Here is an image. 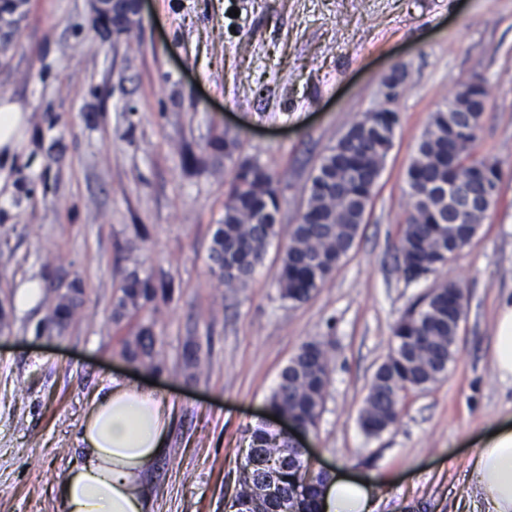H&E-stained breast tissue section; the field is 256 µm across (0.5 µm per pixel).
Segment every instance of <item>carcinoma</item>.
Returning a JSON list of instances; mask_svg holds the SVG:
<instances>
[{"instance_id":"obj_1","label":"carcinoma","mask_w":512,"mask_h":512,"mask_svg":"<svg viewBox=\"0 0 512 512\" xmlns=\"http://www.w3.org/2000/svg\"><path fill=\"white\" fill-rule=\"evenodd\" d=\"M484 103V92L476 87L471 111L434 113L407 167L411 211L400 231L396 260L409 280L446 265L473 239L485 219L469 207V198L480 193L482 186L471 182L469 168L461 162L467 157L484 167L491 185L500 179L497 161L472 153ZM397 124L395 112H364L321 158L306 189L305 211L300 222L292 225L279 258L275 278L282 299L308 300L354 247ZM275 183V173L265 167L246 160L236 164L210 252L211 270L227 288L247 286L279 235L280 199ZM81 294L74 283L57 295L48 322L64 328L79 307ZM164 294L166 284L132 271L113 302V318L138 314ZM463 316L464 294L453 281L438 284L412 305L396 325L394 348L370 383L360 415L366 435L374 436L396 422L403 395L426 389L447 372ZM155 326L154 319H147L137 335L124 342L121 353L126 360L149 370L160 369ZM330 375L325 343L304 342L268 398L270 409L291 417L301 428H316ZM263 468L278 471V493L296 499V512H318L323 475L315 472L307 486L297 487L311 465L287 438L265 429L251 435L233 497L236 512H273L258 482Z\"/></svg>"}]
</instances>
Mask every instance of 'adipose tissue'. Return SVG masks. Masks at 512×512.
Listing matches in <instances>:
<instances>
[{
  "label": "adipose tissue",
  "mask_w": 512,
  "mask_h": 512,
  "mask_svg": "<svg viewBox=\"0 0 512 512\" xmlns=\"http://www.w3.org/2000/svg\"><path fill=\"white\" fill-rule=\"evenodd\" d=\"M168 425L154 387L113 381L81 422L82 457L57 488L58 512H145V476L166 443ZM471 479L486 512H512V425L482 441ZM374 509L373 482L363 477L336 475L319 501V512Z\"/></svg>",
  "instance_id": "obj_1"
}]
</instances>
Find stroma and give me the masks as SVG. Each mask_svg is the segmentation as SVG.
<instances>
[{
	"label": "stroma",
	"instance_id": "stroma-1",
	"mask_svg": "<svg viewBox=\"0 0 512 512\" xmlns=\"http://www.w3.org/2000/svg\"><path fill=\"white\" fill-rule=\"evenodd\" d=\"M406 69L398 126L364 231L308 301L274 275L322 155ZM488 91L474 152L497 159L496 206L458 256L407 280L394 256L411 202L406 169L460 83ZM26 114L0 157V512H57L53 489L81 457L80 422L113 380L155 382L170 410L150 475V512H225L252 431L305 341L330 344L325 408L305 436L317 467L375 475L378 512H471L464 490L481 439L512 423V384L492 363L512 302V0H142L131 33L102 35L90 0H27L0 56V101ZM277 176L283 233L243 288L209 260L231 169L211 144ZM168 287L149 305L161 369L124 360L142 316L112 318L132 270ZM465 293L447 373L409 392L396 423L359 416L393 329L435 284ZM80 283L64 331L45 330L58 287ZM40 296L21 308V288ZM201 364L186 365L188 342Z\"/></svg>",
	"mask_w": 512,
	"mask_h": 512
}]
</instances>
